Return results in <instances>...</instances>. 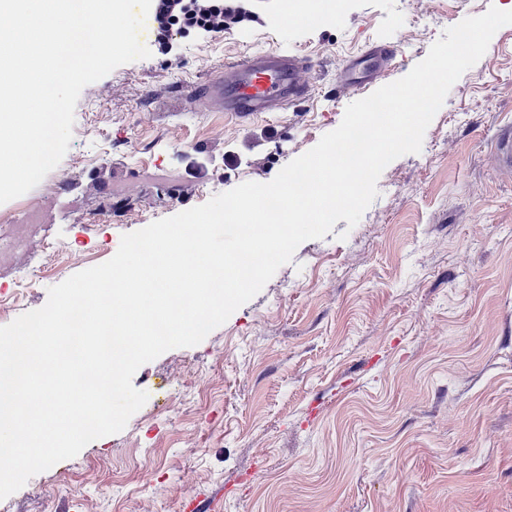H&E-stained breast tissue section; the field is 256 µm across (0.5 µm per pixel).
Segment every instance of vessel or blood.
Listing matches in <instances>:
<instances>
[{
	"label": "vessel or blood",
	"mask_w": 512,
	"mask_h": 512,
	"mask_svg": "<svg viewBox=\"0 0 512 512\" xmlns=\"http://www.w3.org/2000/svg\"><path fill=\"white\" fill-rule=\"evenodd\" d=\"M397 50L375 41L348 58L336 79L337 93H362L396 64ZM309 59L271 49L249 54L228 64L223 74L196 87L215 110L248 120L264 112H285L310 93Z\"/></svg>",
	"instance_id": "vessel-or-blood-1"
}]
</instances>
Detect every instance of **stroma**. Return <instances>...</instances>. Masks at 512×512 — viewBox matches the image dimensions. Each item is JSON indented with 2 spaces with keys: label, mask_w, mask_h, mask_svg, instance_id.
<instances>
[{
  "label": "stroma",
  "mask_w": 512,
  "mask_h": 512,
  "mask_svg": "<svg viewBox=\"0 0 512 512\" xmlns=\"http://www.w3.org/2000/svg\"><path fill=\"white\" fill-rule=\"evenodd\" d=\"M512 0H345L288 23L283 0H250L257 21L195 38L85 86L74 159L137 175L113 191L127 221L79 230L101 199L42 187L55 237L90 261L47 271L10 324L48 289L110 260L124 234L204 204L195 163L225 189L268 182L342 122L345 59L397 45L394 82L447 28ZM281 48L313 63L309 96L241 122L184 95L225 64ZM512 123V25L452 86L422 149L391 162L355 226L303 242L264 288L200 344L168 350L133 377L148 400L119 433L31 477L0 512H180L184 494L223 493L221 512H512V172L494 160ZM172 175L179 202L167 195Z\"/></svg>",
  "instance_id": "obj_1"
}]
</instances>
